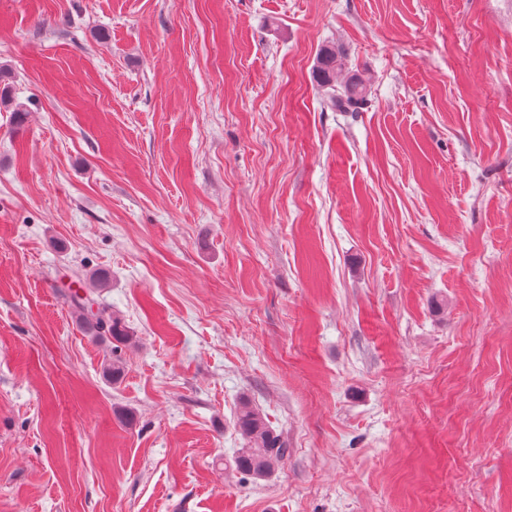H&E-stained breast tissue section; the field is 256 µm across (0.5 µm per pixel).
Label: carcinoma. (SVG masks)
Instances as JSON below:
<instances>
[{
    "mask_svg": "<svg viewBox=\"0 0 512 512\" xmlns=\"http://www.w3.org/2000/svg\"><path fill=\"white\" fill-rule=\"evenodd\" d=\"M345 69L344 56L336 44L322 45L315 57L317 84L327 93V103L339 112H355L368 95V82L358 74L341 79ZM74 307L91 324L96 336L127 344L133 336L121 321L103 309L85 314V302L78 299ZM235 428L244 440L234 458L235 469L253 479L270 476L288 456V445L270 428L262 414L250 402H243L236 415Z\"/></svg>",
    "mask_w": 512,
    "mask_h": 512,
    "instance_id": "obj_1",
    "label": "carcinoma"
}]
</instances>
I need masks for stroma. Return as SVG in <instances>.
I'll return each instance as SVG.
<instances>
[{
    "mask_svg": "<svg viewBox=\"0 0 512 512\" xmlns=\"http://www.w3.org/2000/svg\"><path fill=\"white\" fill-rule=\"evenodd\" d=\"M0 512H512V0H0ZM344 56L336 44L322 45L315 57L317 84L327 93V103L339 112H356L368 95V82L358 74L341 80ZM80 298L74 300V307L82 315L85 320L91 324L95 336L109 340L111 343L116 342L118 344H127L133 336L129 334V331L122 325L121 321L112 316V314L100 309L97 313H93L90 309V318L85 314L87 307L85 302ZM235 428L244 440L234 458V467L253 479L269 477L288 456V445L270 428L250 402H243L236 415Z\"/></svg>",
    "mask_w": 512,
    "mask_h": 512,
    "instance_id": "obj_1",
    "label": "stroma"
}]
</instances>
